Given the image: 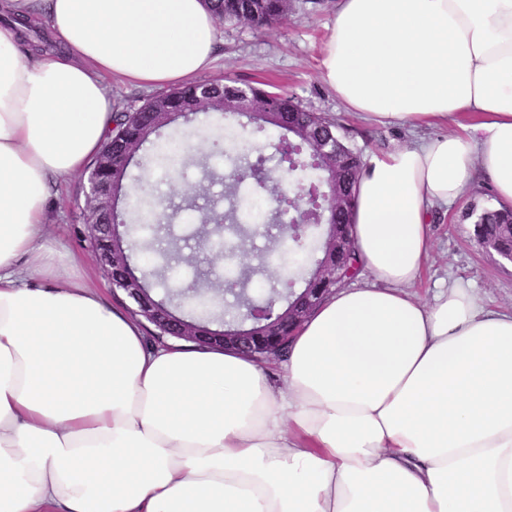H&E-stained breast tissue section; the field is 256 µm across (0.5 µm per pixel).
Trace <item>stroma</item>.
<instances>
[{"label": "stroma", "mask_w": 512, "mask_h": 512, "mask_svg": "<svg viewBox=\"0 0 512 512\" xmlns=\"http://www.w3.org/2000/svg\"><path fill=\"white\" fill-rule=\"evenodd\" d=\"M288 18L274 28L219 25L218 51L212 68L203 80H233L260 88L271 86L295 96L307 109L335 118L343 127L346 143L362 155L389 151L437 135V128L421 130L369 123L349 110L321 81L319 57L323 41L334 18L336 0H295ZM279 141L272 128L256 130L247 118H224L210 112L192 120L178 119L163 129L157 145H174L180 165L176 175L154 164L131 168L133 178L149 179L147 198L164 200L174 213L172 225L152 230L148 215L138 210L132 200H121L125 221L144 225L145 235L158 241L177 237L180 259L171 261L166 272L169 281L183 288H206L214 304L234 308L233 294L224 290V281L233 277L241 264L265 265L264 274L252 281L253 287L269 286L277 275L295 274L296 258L291 246L276 241V230L267 219L255 218L251 206L260 194L252 180L231 185L226 175L231 158L246 152L248 160L274 153ZM208 158L211 172L198 167L200 158ZM86 173H79L63 184L46 215V229L85 266L97 268L98 262L88 242L84 224ZM195 195L194 207H186L187 195ZM495 196L488 183L478 184L465 197L434 210L432 220L433 253L419 282L411 289L422 300H432L449 282L470 285L482 302L512 310V263L497 253L479 247L473 240V225L465 220L469 208L495 207ZM234 211L237 223L255 227L256 232L235 262L219 253H205L198 245L196 232L204 217Z\"/></svg>", "instance_id": "stroma-1"}]
</instances>
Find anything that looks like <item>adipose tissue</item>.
<instances>
[{"label": "adipose tissue", "mask_w": 512, "mask_h": 512, "mask_svg": "<svg viewBox=\"0 0 512 512\" xmlns=\"http://www.w3.org/2000/svg\"><path fill=\"white\" fill-rule=\"evenodd\" d=\"M45 22L55 43L20 38ZM204 0H0V512H512V312L409 289L435 207L487 179L512 207V0H338L322 82L380 125L445 134L368 156L345 288L280 361L142 324L60 272L59 186L113 126L107 84L208 71Z\"/></svg>", "instance_id": "ef3b65f1"}]
</instances>
